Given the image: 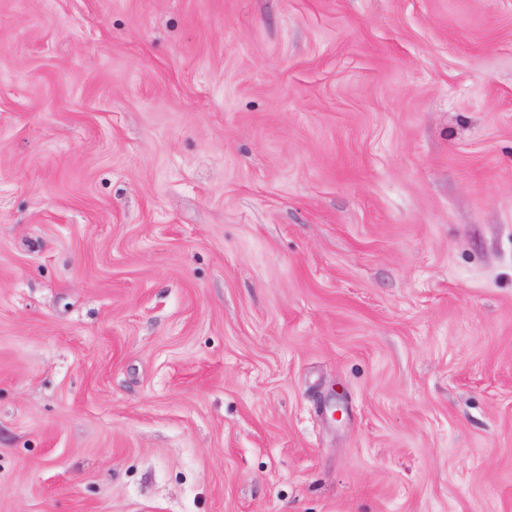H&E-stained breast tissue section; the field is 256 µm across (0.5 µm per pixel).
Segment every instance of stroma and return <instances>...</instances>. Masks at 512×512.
<instances>
[{
	"mask_svg": "<svg viewBox=\"0 0 512 512\" xmlns=\"http://www.w3.org/2000/svg\"><path fill=\"white\" fill-rule=\"evenodd\" d=\"M0 512H512V0H0Z\"/></svg>",
	"mask_w": 512,
	"mask_h": 512,
	"instance_id": "stroma-1",
	"label": "stroma"
}]
</instances>
